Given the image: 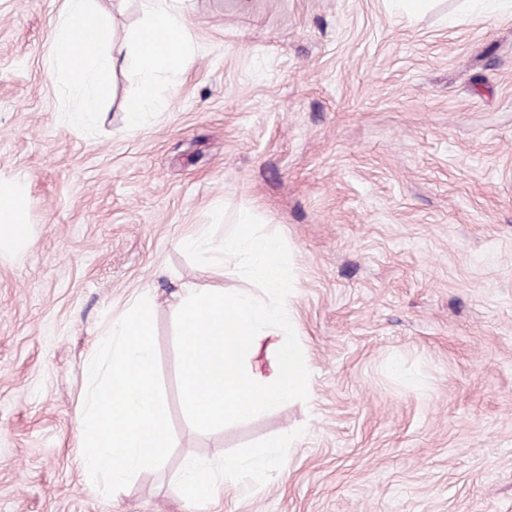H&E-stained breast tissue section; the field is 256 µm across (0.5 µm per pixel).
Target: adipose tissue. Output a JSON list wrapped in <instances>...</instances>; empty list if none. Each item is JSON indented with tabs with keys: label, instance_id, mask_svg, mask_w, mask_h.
Returning <instances> with one entry per match:
<instances>
[{
	"label": "adipose tissue",
	"instance_id": "ef3b65f1",
	"mask_svg": "<svg viewBox=\"0 0 512 512\" xmlns=\"http://www.w3.org/2000/svg\"><path fill=\"white\" fill-rule=\"evenodd\" d=\"M23 197L0 182V247L18 242L25 221ZM253 218L241 213L240 227L225 237L221 257L242 258L249 277L274 296L267 302L243 290H216L181 285L173 296L179 317L187 406L202 427L241 420L301 395L308 369L287 333L293 326L288 273L277 239L248 231ZM291 445L282 436L248 452L225 457L220 474L191 460L181 475L184 502H209L220 488L242 479L264 481Z\"/></svg>",
	"mask_w": 512,
	"mask_h": 512
}]
</instances>
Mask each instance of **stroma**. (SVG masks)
I'll use <instances>...</instances> for the list:
<instances>
[{
    "label": "stroma",
    "instance_id": "stroma-1",
    "mask_svg": "<svg viewBox=\"0 0 512 512\" xmlns=\"http://www.w3.org/2000/svg\"><path fill=\"white\" fill-rule=\"evenodd\" d=\"M63 2L0 0V180L27 202L0 251V512H185L187 459L286 434L281 470L205 512H512V10L184 0L164 110L129 128L120 72L87 135L47 62ZM244 211L282 245L309 392L201 432L172 294L267 291L180 242L220 249ZM143 296L174 448L107 497L86 367Z\"/></svg>",
    "mask_w": 512,
    "mask_h": 512
}]
</instances>
